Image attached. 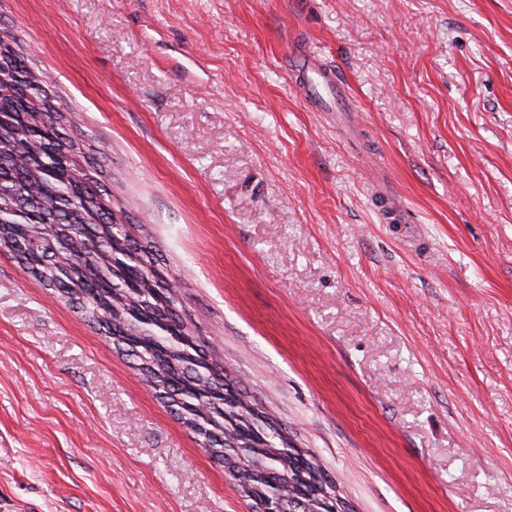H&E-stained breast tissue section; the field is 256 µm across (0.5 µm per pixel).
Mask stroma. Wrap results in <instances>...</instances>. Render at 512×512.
<instances>
[{"instance_id":"obj_1","label":"stroma","mask_w":512,"mask_h":512,"mask_svg":"<svg viewBox=\"0 0 512 512\" xmlns=\"http://www.w3.org/2000/svg\"><path fill=\"white\" fill-rule=\"evenodd\" d=\"M207 355L354 512H512V0H0ZM346 84L315 108L288 51ZM0 248V512H251Z\"/></svg>"}]
</instances>
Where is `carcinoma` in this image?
<instances>
[{
    "label": "carcinoma",
    "mask_w": 512,
    "mask_h": 512,
    "mask_svg": "<svg viewBox=\"0 0 512 512\" xmlns=\"http://www.w3.org/2000/svg\"><path fill=\"white\" fill-rule=\"evenodd\" d=\"M0 247L51 288L105 319L112 341L139 360L147 382L185 415L207 453L231 458L240 492L273 512H331L338 489L310 451L204 356L196 327L176 311L175 290L152 250L136 240L119 202L100 184L85 141L28 64L20 39L0 27ZM50 251L40 260L41 250Z\"/></svg>",
    "instance_id": "obj_1"
}]
</instances>
